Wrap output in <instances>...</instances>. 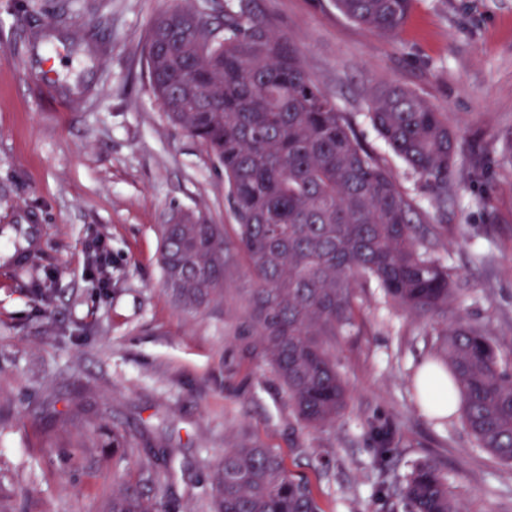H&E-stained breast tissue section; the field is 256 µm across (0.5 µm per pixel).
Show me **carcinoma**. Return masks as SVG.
<instances>
[{
  "label": "carcinoma",
  "mask_w": 512,
  "mask_h": 512,
  "mask_svg": "<svg viewBox=\"0 0 512 512\" xmlns=\"http://www.w3.org/2000/svg\"><path fill=\"white\" fill-rule=\"evenodd\" d=\"M413 0H336L348 19L393 36ZM172 10L147 40L150 84L168 118L224 167L235 239L219 224L185 215L160 228L165 287L187 310L226 290V267L240 256L251 282L241 333L278 378L300 430L324 432L348 406L336 341L357 323V289L372 284L385 303L437 336L430 379L459 395L462 423L475 445L512 467V371L486 327L459 314L458 274L431 250L446 224L423 223L383 161L359 140L350 115L312 81L288 36L261 18L224 13V22ZM365 117L431 194L448 203L467 163L448 112L412 89L372 92ZM416 384L421 407L445 402ZM148 478L112 485V512L146 506ZM408 512H461L448 473L434 459L414 463L397 489ZM213 512H323L310 484L273 449L251 442L224 448Z\"/></svg>",
  "instance_id": "1"
}]
</instances>
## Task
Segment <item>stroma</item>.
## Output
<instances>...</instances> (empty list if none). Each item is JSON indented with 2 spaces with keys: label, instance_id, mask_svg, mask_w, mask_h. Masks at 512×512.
I'll return each instance as SVG.
<instances>
[{
  "label": "stroma",
  "instance_id": "35a3bbf8",
  "mask_svg": "<svg viewBox=\"0 0 512 512\" xmlns=\"http://www.w3.org/2000/svg\"><path fill=\"white\" fill-rule=\"evenodd\" d=\"M243 10L287 34L318 88L354 117L431 223L435 254L465 290L462 311L512 362V0H415L380 37L334 0H0V512H104L112 435L148 431L179 449L147 485L163 512H209L217 460L253 440L304 477L323 512H404L394 491L411 465L440 461L463 512H512V472L475 446L460 418L433 420L411 385L435 338L359 294L337 367L352 398L335 430L302 432L279 381L239 337L234 294L189 313L162 285L159 228L183 213L233 239L224 169L170 122L149 83L146 37L173 8ZM401 84L447 109L466 153L443 213L378 138L371 89ZM393 436L375 463L376 431Z\"/></svg>",
  "mask_w": 512,
  "mask_h": 512
}]
</instances>
